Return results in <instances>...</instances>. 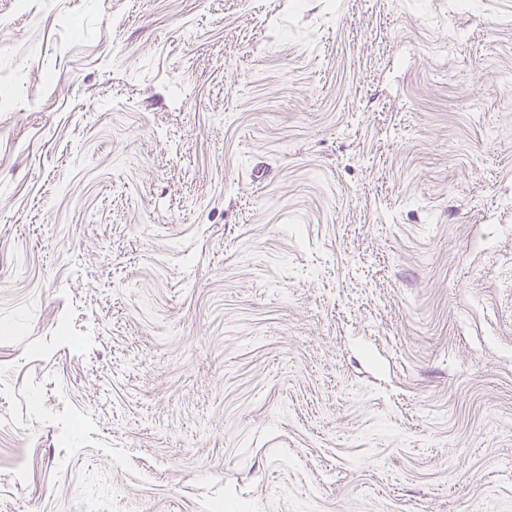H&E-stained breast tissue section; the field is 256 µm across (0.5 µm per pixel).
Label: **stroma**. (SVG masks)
Returning a JSON list of instances; mask_svg holds the SVG:
<instances>
[{
    "label": "stroma",
    "instance_id": "35a3bbf8",
    "mask_svg": "<svg viewBox=\"0 0 512 512\" xmlns=\"http://www.w3.org/2000/svg\"><path fill=\"white\" fill-rule=\"evenodd\" d=\"M0 512H512V0H0Z\"/></svg>",
    "mask_w": 512,
    "mask_h": 512
}]
</instances>
